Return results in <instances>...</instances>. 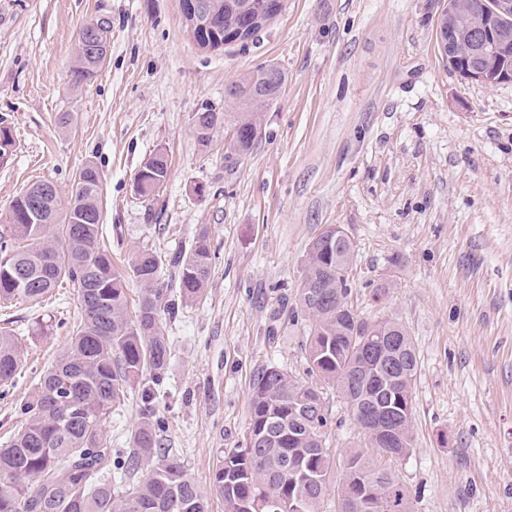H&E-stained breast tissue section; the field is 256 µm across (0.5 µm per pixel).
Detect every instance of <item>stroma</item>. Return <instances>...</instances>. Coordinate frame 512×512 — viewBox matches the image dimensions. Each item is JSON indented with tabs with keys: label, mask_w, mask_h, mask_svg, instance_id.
<instances>
[{
	"label": "stroma",
	"mask_w": 512,
	"mask_h": 512,
	"mask_svg": "<svg viewBox=\"0 0 512 512\" xmlns=\"http://www.w3.org/2000/svg\"><path fill=\"white\" fill-rule=\"evenodd\" d=\"M444 0H288L247 46L200 49L181 0H0V119L12 156L0 166V218L27 186L67 197L89 162L103 177V241L115 264L147 248L188 249L207 230L215 255L201 300L160 328L172 344L156 400L173 449L206 498L224 451L244 447L252 384L275 365L306 379L308 323L296 312L312 240L340 226L354 251L350 303L392 317L420 358L413 449L390 467L414 512H512V82L448 72L436 39ZM107 17L110 51L96 77L70 83L77 33ZM286 76L254 149L230 154L193 132L202 104L262 64ZM73 115L62 128L57 115ZM164 152L153 201L133 189ZM392 285L386 300L372 290ZM81 319L69 284L0 308L26 356L0 385V444L17 404L67 346ZM327 446L363 436L335 388L323 390ZM140 396L129 391L106 435L128 447Z\"/></svg>",
	"instance_id": "stroma-1"
}]
</instances>
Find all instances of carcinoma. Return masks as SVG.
Here are the masks:
<instances>
[{
	"instance_id": "1",
	"label": "carcinoma",
	"mask_w": 512,
	"mask_h": 512,
	"mask_svg": "<svg viewBox=\"0 0 512 512\" xmlns=\"http://www.w3.org/2000/svg\"><path fill=\"white\" fill-rule=\"evenodd\" d=\"M216 22L194 33L205 50L246 45L285 9L286 0H270L267 19L256 24L252 0H210ZM474 24L464 22L453 33L458 52L469 68L488 71L472 54ZM102 68L100 58L78 41L74 86L91 80ZM285 75L259 66L225 89L224 111L203 104L193 113L198 141L207 145L217 128L239 130L232 145L245 155L261 129V113L278 98ZM8 127L0 126V165L11 156ZM168 176L162 153L148 160L135 178V191L154 199ZM43 182L21 191L0 224V303L39 300L66 282L77 290L82 317L72 326L68 348L40 377L18 405L24 424L0 446V512H206L204 497L184 462L161 447L163 421L155 413V391L163 385L172 362V347L160 330L164 314L198 301L209 281L212 254L208 235L198 234L186 251L168 258L149 249L139 251L119 271L112 254L100 244L103 180L94 163L74 179L70 198L41 192ZM351 243L331 231L309 245L300 271L297 302L309 322L306 360L308 384L288 371L267 366L252 385L245 447L230 448L217 465L213 488L226 512H323L334 494L338 512H361V495L386 505L384 512H412L408 487L381 465L413 448L414 384L419 357L407 328L394 318L374 322L383 346L363 335L367 321L349 304L348 264ZM178 271V294L163 280L164 267ZM140 286L134 313H129V283ZM24 357L21 342L0 328V385L13 379ZM392 366L397 379L385 376ZM148 380L141 393V422L132 447L107 444L105 425L134 385ZM335 388L351 416L363 417L372 405L391 408L399 438L388 446L382 436L363 433L365 447L353 450L336 465L325 435L329 417L322 385Z\"/></svg>"
}]
</instances>
